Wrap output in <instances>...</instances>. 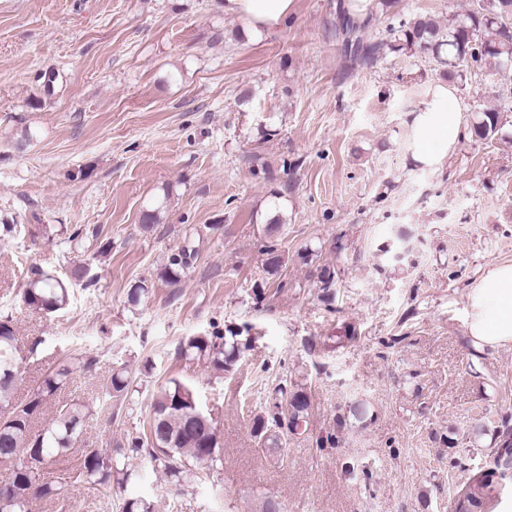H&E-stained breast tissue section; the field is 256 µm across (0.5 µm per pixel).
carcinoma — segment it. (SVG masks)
<instances>
[{
    "label": "carcinoma",
    "instance_id": "carcinoma-1",
    "mask_svg": "<svg viewBox=\"0 0 512 512\" xmlns=\"http://www.w3.org/2000/svg\"><path fill=\"white\" fill-rule=\"evenodd\" d=\"M375 21L374 14L352 16L342 6L336 8V33L342 37L344 50L365 65L373 63L380 50L393 52L418 49L433 56L442 66L443 77L452 82L461 76V67L478 68L492 64L503 72L512 69V0H481L478 8L462 15L454 23L444 25L430 14H420L399 23L391 44L367 37ZM503 117L499 109L488 106L475 113L472 133L487 139L499 132ZM163 204L147 207L141 214V227L150 230L159 223ZM282 215H273L266 223L265 235L272 244L265 246L266 266L275 272L283 264V256L273 244L281 231ZM195 250L186 246L172 256L161 269L160 278L178 281L189 266ZM70 296L68 283L35 266L23 291V301L35 310L47 314L63 309ZM242 332L233 328L211 336H190L180 345V355L189 360H204L218 373H228L241 359L248 342ZM17 336L8 317L0 318V464L12 466L9 483L0 488V512H28L34 499L56 500L62 488L44 480L42 465L46 461L67 457L83 441L89 409L80 401L60 405L51 420L42 428L35 422L43 412L46 400L54 398L73 374V363L65 360L47 373L24 402L15 400L17 384L22 373L15 357ZM131 382L129 372L121 367L112 371L106 389L116 397L127 392ZM309 398L303 391L294 393L288 413V430L308 426ZM200 411L194 388L179 379L170 378L153 400L145 433L128 443V448L104 451L100 448L82 449L80 463L73 479L94 489H112V481L123 485L130 473L121 467L126 451L145 456L149 463L161 469L177 483L199 478L200 471L220 460V441L212 421L193 422L190 414ZM265 420L255 418L252 431L263 448L277 449L284 455L285 442L281 435L265 436ZM512 489V432L495 431V451L489 465L479 470L466 494L465 512H490L501 504ZM120 512H155L153 502L131 497L123 500Z\"/></svg>",
    "mask_w": 512,
    "mask_h": 512
}]
</instances>
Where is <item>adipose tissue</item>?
<instances>
[{
    "label": "adipose tissue",
    "mask_w": 512,
    "mask_h": 512,
    "mask_svg": "<svg viewBox=\"0 0 512 512\" xmlns=\"http://www.w3.org/2000/svg\"><path fill=\"white\" fill-rule=\"evenodd\" d=\"M225 14L247 21L250 31L260 32L284 22L294 10V0H219ZM414 161L443 166L470 127L464 105L450 86L438 84L432 105L414 113ZM469 332L480 344L500 348L512 345V262L490 263L467 293Z\"/></svg>",
    "instance_id": "ef3b65f1"
}]
</instances>
